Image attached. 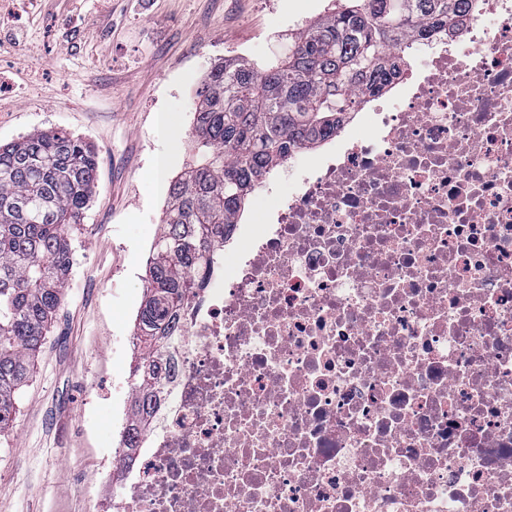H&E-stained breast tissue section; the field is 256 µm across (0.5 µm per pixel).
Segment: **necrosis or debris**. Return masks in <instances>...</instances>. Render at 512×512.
I'll return each mask as SVG.
<instances>
[{
  "mask_svg": "<svg viewBox=\"0 0 512 512\" xmlns=\"http://www.w3.org/2000/svg\"><path fill=\"white\" fill-rule=\"evenodd\" d=\"M214 260L89 512H512V0H479Z\"/></svg>",
  "mask_w": 512,
  "mask_h": 512,
  "instance_id": "4bbe7bcc",
  "label": "necrosis or debris"
}]
</instances>
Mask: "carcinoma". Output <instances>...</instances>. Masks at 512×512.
Returning <instances> with one entry per match:
<instances>
[{
  "instance_id": "carcinoma-1",
  "label": "carcinoma",
  "mask_w": 512,
  "mask_h": 512,
  "mask_svg": "<svg viewBox=\"0 0 512 512\" xmlns=\"http://www.w3.org/2000/svg\"><path fill=\"white\" fill-rule=\"evenodd\" d=\"M473 0H345L274 66L226 59L197 93L192 134L202 163L171 181L164 231L151 247L136 318L145 352L121 445L137 447L165 377L169 324L212 261L213 231L256 183L297 149L336 133L342 117L400 74L409 37L456 31ZM93 148L64 132L0 145V431L28 385L73 266L69 233L94 194Z\"/></svg>"
}]
</instances>
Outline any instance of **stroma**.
Wrapping results in <instances>:
<instances>
[{
    "instance_id": "obj_1",
    "label": "stroma",
    "mask_w": 512,
    "mask_h": 512,
    "mask_svg": "<svg viewBox=\"0 0 512 512\" xmlns=\"http://www.w3.org/2000/svg\"><path fill=\"white\" fill-rule=\"evenodd\" d=\"M333 0H0V144L40 131L99 154L79 249L33 376L0 432V512H87L133 393L136 315L170 181L201 162L196 92L215 62L264 68Z\"/></svg>"
}]
</instances>
